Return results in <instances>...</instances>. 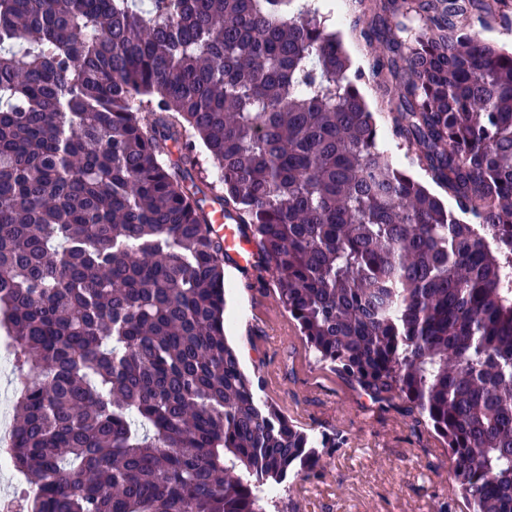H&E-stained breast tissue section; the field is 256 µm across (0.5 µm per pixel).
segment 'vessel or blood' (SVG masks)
<instances>
[{
	"instance_id": "b4317fda",
	"label": "vessel or blood",
	"mask_w": 512,
	"mask_h": 512,
	"mask_svg": "<svg viewBox=\"0 0 512 512\" xmlns=\"http://www.w3.org/2000/svg\"><path fill=\"white\" fill-rule=\"evenodd\" d=\"M208 230L212 237L221 241L224 259L231 268L246 276L255 273L260 262L259 245L236 216L213 207Z\"/></svg>"
}]
</instances>
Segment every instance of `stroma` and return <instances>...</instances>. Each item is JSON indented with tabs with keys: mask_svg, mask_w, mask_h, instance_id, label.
Wrapping results in <instances>:
<instances>
[{
	"mask_svg": "<svg viewBox=\"0 0 512 512\" xmlns=\"http://www.w3.org/2000/svg\"><path fill=\"white\" fill-rule=\"evenodd\" d=\"M336 31L352 69L372 53L351 34L354 0H313ZM226 336L255 386L259 403L276 407L302 430L341 438L329 449L318 478L294 477L265 496V512H438L448 497L450 461L444 442L426 426H413L394 404L364 405V395L306 348L267 270L251 278L224 270Z\"/></svg>",
	"mask_w": 512,
	"mask_h": 512,
	"instance_id": "1",
	"label": "stroma"
}]
</instances>
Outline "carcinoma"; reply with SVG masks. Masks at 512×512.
Here are the masks:
<instances>
[{
  "mask_svg": "<svg viewBox=\"0 0 512 512\" xmlns=\"http://www.w3.org/2000/svg\"><path fill=\"white\" fill-rule=\"evenodd\" d=\"M508 8L376 0L351 76L311 0H0V449L31 512H263L322 474L225 339L210 200L317 358L444 439L464 512H512V52L462 24ZM367 103L370 106V109L375 115L376 122L380 128V136H379V147L381 150L385 152L389 156V158L392 160L393 164L396 167L407 169L408 172L418 181H420L423 185H425L431 192L434 191V187L429 183L428 178L424 174L423 171H421L418 168H415L414 166L410 165V157L407 151L406 146L399 140L388 136L385 133V122H384V116L382 112H378L376 108V102H375V96L374 93L367 87L361 86L360 87Z\"/></svg>",
  "mask_w": 512,
  "mask_h": 512,
  "instance_id": "carcinoma-1",
  "label": "carcinoma"
}]
</instances>
